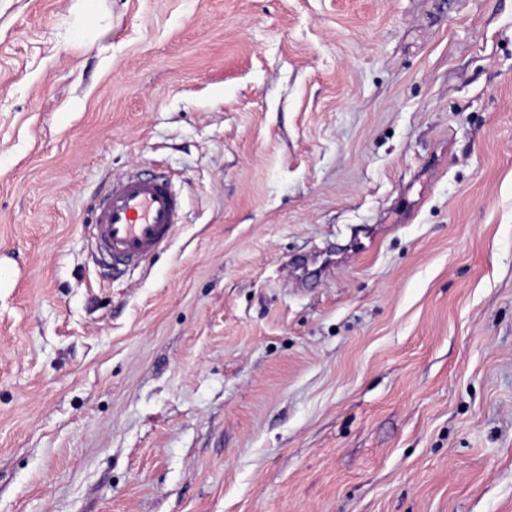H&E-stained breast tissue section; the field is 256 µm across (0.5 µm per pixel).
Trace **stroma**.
Returning <instances> with one entry per match:
<instances>
[{"instance_id":"1","label":"stroma","mask_w":512,"mask_h":512,"mask_svg":"<svg viewBox=\"0 0 512 512\" xmlns=\"http://www.w3.org/2000/svg\"><path fill=\"white\" fill-rule=\"evenodd\" d=\"M0 512H512V0H0ZM182 203L162 176L112 180L96 205L95 247L110 265L136 266L182 224Z\"/></svg>"}]
</instances>
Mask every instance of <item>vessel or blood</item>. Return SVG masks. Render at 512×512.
<instances>
[{
	"instance_id": "1",
	"label": "vessel or blood",
	"mask_w": 512,
	"mask_h": 512,
	"mask_svg": "<svg viewBox=\"0 0 512 512\" xmlns=\"http://www.w3.org/2000/svg\"><path fill=\"white\" fill-rule=\"evenodd\" d=\"M182 218L181 200L164 177L114 179L96 205V251L109 264L138 265L172 238Z\"/></svg>"
}]
</instances>
